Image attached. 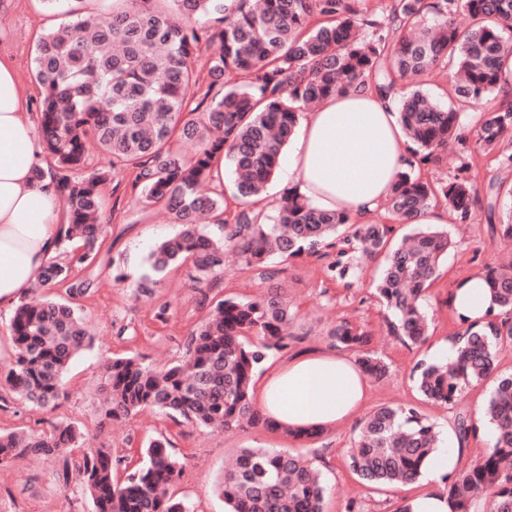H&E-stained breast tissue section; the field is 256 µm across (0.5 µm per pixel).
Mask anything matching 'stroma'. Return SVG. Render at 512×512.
Returning a JSON list of instances; mask_svg holds the SVG:
<instances>
[{
	"mask_svg": "<svg viewBox=\"0 0 512 512\" xmlns=\"http://www.w3.org/2000/svg\"><path fill=\"white\" fill-rule=\"evenodd\" d=\"M60 16L46 10L41 0H12L0 31V54H7L18 72L29 103H37L38 85L31 80L35 45L46 31L57 27ZM132 173L115 174L103 188L104 232L101 251L87 269L74 270L70 282L91 281L86 293L74 296L93 334V345L71 362L65 378L66 395L56 418L78 424L89 433L92 446L111 448L114 456L127 455L151 439L164 435L184 467L181 480L170 493L188 499L195 512H224V502L214 486L224 463L244 447L291 450L303 453L323 473L327 494L324 512H395L430 492H443V482L422 476L409 484L382 487L364 485L345 466L361 423L376 407L411 403L438 426L449 445H456L454 422L459 414L480 417L493 389L492 381L467 387L455 404L437 405L420 397L411 377L419 360H440L457 326L447 304L458 277L474 274L495 264L512 251V244L493 236L482 208H475L471 223L448 224L454 242L441 262L437 279L422 303L431 318V335L418 347H406L389 336L386 310L373 296L370 283L379 272L380 261L368 263L362 280L353 287L331 281L327 255L292 260L272 258L267 269L249 268L236 255H229L224 275L208 296H201L189 278V265L171 268L153 297H135L132 286L145 270L146 258L161 239L174 235L179 226L161 209H142L131 188ZM123 273L114 280L113 270ZM270 288L284 289L297 311L300 338L287 352L271 357L275 367L305 350L330 348L328 331L342 319L367 324L374 332L371 350L383 358L388 375L370 381L366 401L355 416L301 446L282 432L264 429L208 430L178 426L157 411L147 409L122 423L103 421L101 414L102 364L115 355L137 356L158 367L180 361L189 332L208 312L209 301L227 296L252 297ZM164 318H157L158 309ZM54 463L48 459L24 461L0 468V512H93L91 501L72 491L61 490L52 480Z\"/></svg>",
	"mask_w": 512,
	"mask_h": 512,
	"instance_id": "35a3bbf8",
	"label": "stroma"
}]
</instances>
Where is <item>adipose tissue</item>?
I'll list each match as a JSON object with an SVG mask.
<instances>
[{
    "label": "adipose tissue",
    "mask_w": 512,
    "mask_h": 512,
    "mask_svg": "<svg viewBox=\"0 0 512 512\" xmlns=\"http://www.w3.org/2000/svg\"><path fill=\"white\" fill-rule=\"evenodd\" d=\"M393 101L351 90L300 117L284 168L288 186L325 210L368 224L409 157ZM15 68L0 60V309H10L55 255L64 235L61 198L45 173ZM368 380L348 354L306 352L265 375L257 406L290 427L331 428L367 397Z\"/></svg>",
    "instance_id": "ef3b65f1"
}]
</instances>
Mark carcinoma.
I'll return each mask as SVG.
<instances>
[{"label":"carcinoma","instance_id":"obj_1","mask_svg":"<svg viewBox=\"0 0 512 512\" xmlns=\"http://www.w3.org/2000/svg\"><path fill=\"white\" fill-rule=\"evenodd\" d=\"M43 2L65 21L35 48L38 137L54 161L51 174L67 213L64 238L79 246L47 262L36 283L47 294L20 302L11 316L15 353L0 384V410L21 400L53 412L65 394L70 361L93 343L77 309L52 291L72 270L95 261L102 245V185L112 172L135 173L132 188L142 207L161 203L180 225L150 252L138 294L152 296L170 267L188 261L190 279L209 289L224 274L228 250L262 267L274 256L290 260L334 249L327 276L349 288L360 276V251L383 257L374 294L391 315L389 332L406 345L427 341L420 299L452 247L447 230L421 222L430 206L441 202L457 223L467 224L481 202L493 234L512 244V209L499 212L503 193L512 195L505 181L492 179L479 191L470 178L471 159L460 160L447 180L419 173L448 145L466 144L467 114L492 96L501 101L479 119L480 149L493 155L498 169L512 171V149L503 141L512 130V99L501 94L504 63L512 57L506 34L512 0H391L374 11L362 7L363 0H234L231 8L225 0H170L171 10L155 0H124L122 8L93 16L78 14L72 0ZM459 13L471 19L464 33L453 24ZM204 49L212 81L203 91L194 60ZM440 63L455 68L451 106L419 88L399 100L409 160L383 209L413 223L408 240L392 246V226H351L346 213L321 210L290 189L272 213L259 208L307 106L356 89L393 98L400 82H417ZM228 74L239 85L224 88ZM186 144L192 153L183 151ZM92 147L108 157L109 169L84 172ZM221 155L233 176L232 209L225 195L205 190ZM201 217L223 225L224 238L205 233ZM482 274L492 306L478 320L452 312L455 359L413 367L418 391L435 403L452 404L463 389L489 378L498 353L512 344V260L487 265ZM295 317L279 288L211 304L189 333L181 362L158 368L134 356L105 361L104 418L126 420L153 409L177 425L278 430L254 403L252 381L296 339ZM328 336L357 352L368 377L386 375L388 364L367 349L365 327L343 320ZM486 423L492 435L482 457L443 477L451 512H512V374L498 377L484 419H457L458 445L479 440ZM86 441L65 421L48 420L38 432H0V467L51 459L57 486L80 490L94 512H194L190 502L169 494L183 466L167 437L129 457L85 448ZM439 444L436 425L417 407L384 405L363 421L346 464L369 484L411 483ZM122 462L127 475L117 484L114 465ZM216 491L230 512H323L326 486L300 451L243 448L224 467Z\"/></svg>","mask_w":512,"mask_h":512}]
</instances>
